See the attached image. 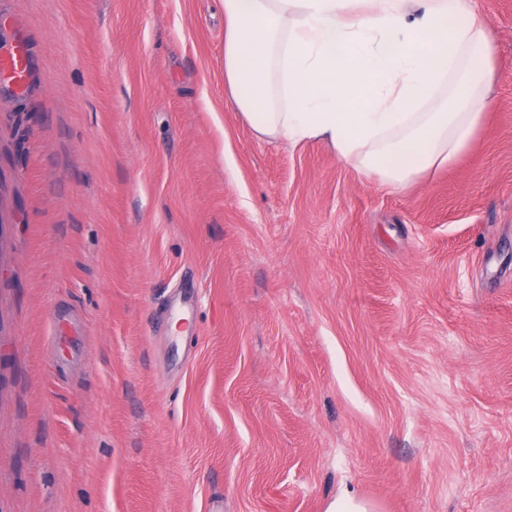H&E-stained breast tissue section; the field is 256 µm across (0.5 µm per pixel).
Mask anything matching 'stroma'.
<instances>
[{
    "mask_svg": "<svg viewBox=\"0 0 512 512\" xmlns=\"http://www.w3.org/2000/svg\"><path fill=\"white\" fill-rule=\"evenodd\" d=\"M471 6L483 124L395 190L254 134L218 0H0V512H512V0ZM26 42L18 39L14 52L0 58V73L9 76L19 87H24L27 80ZM325 512H373V509L365 500L344 492L329 501Z\"/></svg>",
    "mask_w": 512,
    "mask_h": 512,
    "instance_id": "stroma-1",
    "label": "stroma"
}]
</instances>
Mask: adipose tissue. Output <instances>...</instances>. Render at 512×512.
<instances>
[{"label": "adipose tissue", "instance_id": "adipose-tissue-1", "mask_svg": "<svg viewBox=\"0 0 512 512\" xmlns=\"http://www.w3.org/2000/svg\"><path fill=\"white\" fill-rule=\"evenodd\" d=\"M224 82L257 136L326 144L396 188L473 143L495 78L466 0H219Z\"/></svg>", "mask_w": 512, "mask_h": 512}]
</instances>
